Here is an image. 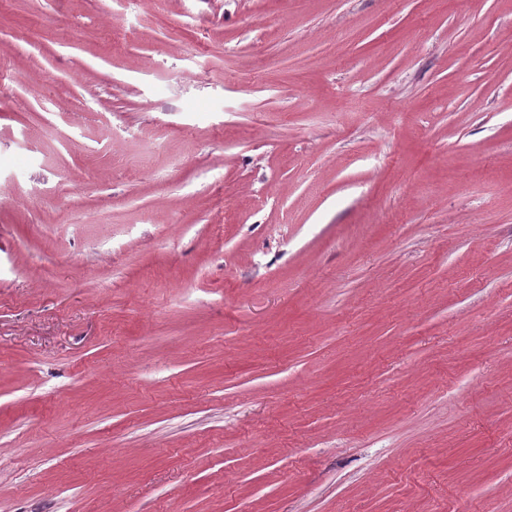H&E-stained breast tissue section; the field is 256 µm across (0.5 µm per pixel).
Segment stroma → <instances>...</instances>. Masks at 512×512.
Here are the masks:
<instances>
[{
    "label": "stroma",
    "mask_w": 512,
    "mask_h": 512,
    "mask_svg": "<svg viewBox=\"0 0 512 512\" xmlns=\"http://www.w3.org/2000/svg\"><path fill=\"white\" fill-rule=\"evenodd\" d=\"M0 512H512V0H0Z\"/></svg>",
    "instance_id": "obj_1"
}]
</instances>
